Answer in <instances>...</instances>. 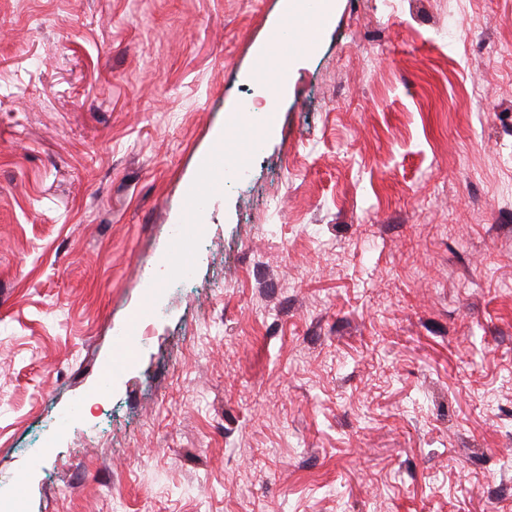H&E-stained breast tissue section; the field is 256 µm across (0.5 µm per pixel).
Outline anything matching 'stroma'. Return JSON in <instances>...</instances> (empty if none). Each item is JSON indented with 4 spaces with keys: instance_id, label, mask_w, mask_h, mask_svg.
Listing matches in <instances>:
<instances>
[{
    "instance_id": "35a3bbf8",
    "label": "stroma",
    "mask_w": 512,
    "mask_h": 512,
    "mask_svg": "<svg viewBox=\"0 0 512 512\" xmlns=\"http://www.w3.org/2000/svg\"><path fill=\"white\" fill-rule=\"evenodd\" d=\"M305 26L285 0H0L17 512H512V0H334L265 58ZM266 80L273 127L226 128ZM249 138L247 185L201 182Z\"/></svg>"
}]
</instances>
